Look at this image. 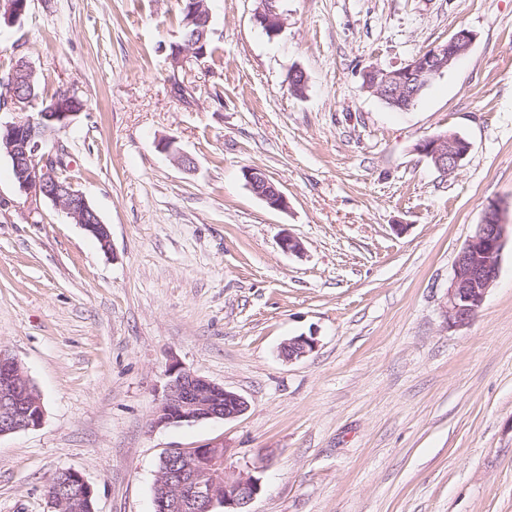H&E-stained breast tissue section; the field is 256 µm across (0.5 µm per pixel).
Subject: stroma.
Returning a JSON list of instances; mask_svg holds the SVG:
<instances>
[{"mask_svg":"<svg viewBox=\"0 0 512 512\" xmlns=\"http://www.w3.org/2000/svg\"><path fill=\"white\" fill-rule=\"evenodd\" d=\"M208 6L217 49L179 72L177 0H29L0 25V53L83 100L59 139L111 231L106 251L30 201L0 155V352L44 406L0 437V512H49L62 469L95 512H154L163 453L213 444L260 479L250 512H512V0H277L274 36L261 0ZM461 28L470 52L409 110L363 90ZM448 130L471 146L449 175L416 150ZM492 203L499 275L455 328V260ZM297 336L315 347L285 360ZM174 365L247 410L154 425ZM263 7L256 14V21L267 28L269 34L276 35L283 26V19L276 6L277 0H262ZM247 184L251 191L266 204L278 210L288 207V199L280 187L259 169L245 171Z\"/></svg>","mask_w":512,"mask_h":512,"instance_id":"obj_1","label":"stroma"}]
</instances>
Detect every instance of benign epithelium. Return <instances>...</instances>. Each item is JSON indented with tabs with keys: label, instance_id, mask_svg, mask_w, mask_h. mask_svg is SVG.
Returning a JSON list of instances; mask_svg holds the SVG:
<instances>
[{
	"label": "benign epithelium",
	"instance_id": "7a95c632",
	"mask_svg": "<svg viewBox=\"0 0 512 512\" xmlns=\"http://www.w3.org/2000/svg\"><path fill=\"white\" fill-rule=\"evenodd\" d=\"M256 21L275 35L283 26L277 0H262ZM28 8V0H0V13L6 22H20ZM185 24L196 26L194 37L171 47L169 59L173 69L189 63L203 64L206 50L196 36L214 34L205 0H187ZM474 34L465 28L457 30L445 42L416 55L399 67L372 66L363 71L364 89L407 110L421 90L435 76L442 74L460 57L469 53ZM36 71L24 59L14 64L11 78L25 82L27 94L7 99L15 111L12 121L0 123V154L9 157L19 189L31 197L52 201L69 218L98 240L102 248L111 245V233L97 211L90 205L77 181H60L62 165L60 145L49 146L55 135L66 129L83 111L71 91L56 96L38 117L27 116L29 102L35 98L33 81ZM416 150L430 159L436 169L451 174L460 167L470 145L452 132L425 138ZM251 191L266 204L278 210L288 207V199L280 187L259 169L245 171ZM505 224L497 205L486 207L481 223L462 247L455 261L454 274L448 288L446 314L452 327L470 324L478 315L489 288L499 273L505 245ZM315 346L314 340L298 336L284 342L281 354L288 360L300 358ZM247 410V402L208 379L177 366L169 369L164 397L159 403L154 425L195 423L210 419H233ZM44 417L41 398L18 360L0 352V437L36 428ZM225 449L219 445L204 448H171L162 456L154 499V512H249L247 507L261 490L258 478L230 472L220 466ZM78 486L79 496L67 507L73 512L91 500L93 491L77 472H70Z\"/></svg>",
	"mask_w": 512,
	"mask_h": 512
}]
</instances>
